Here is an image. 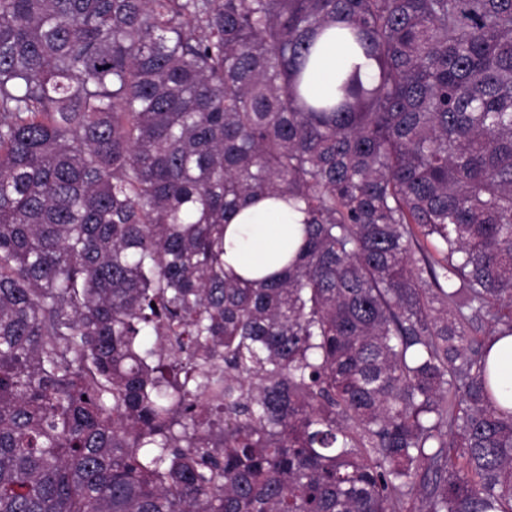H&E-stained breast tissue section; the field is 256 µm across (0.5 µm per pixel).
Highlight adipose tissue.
Segmentation results:
<instances>
[{"instance_id":"obj_1","label":"adipose tissue","mask_w":512,"mask_h":512,"mask_svg":"<svg viewBox=\"0 0 512 512\" xmlns=\"http://www.w3.org/2000/svg\"><path fill=\"white\" fill-rule=\"evenodd\" d=\"M360 67L365 79H372L375 63L328 29L316 41L306 70V89L311 96L332 95L342 72ZM306 219L303 204L272 195L247 203L233 214L224 231V267L243 276L255 271H279L301 244V227Z\"/></svg>"}]
</instances>
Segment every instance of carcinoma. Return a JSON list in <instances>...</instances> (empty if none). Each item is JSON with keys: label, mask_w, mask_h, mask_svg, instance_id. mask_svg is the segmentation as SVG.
Here are the masks:
<instances>
[{"label": "carcinoma", "mask_w": 512, "mask_h": 512, "mask_svg": "<svg viewBox=\"0 0 512 512\" xmlns=\"http://www.w3.org/2000/svg\"><path fill=\"white\" fill-rule=\"evenodd\" d=\"M505 336L512 0H0V512H512ZM339 32L336 27L330 28L316 41L314 54L306 70V89L311 96H331L340 74L354 65L360 66L368 83L372 82L374 61L355 51ZM304 203L272 195L233 214L224 231V268L243 277L279 271L301 244ZM491 357L505 381L504 386L511 388L509 393L512 397V336L496 341L491 351Z\"/></svg>", "instance_id": "1"}]
</instances>
